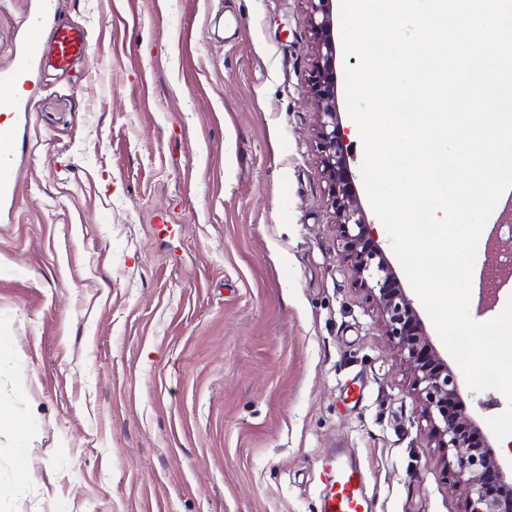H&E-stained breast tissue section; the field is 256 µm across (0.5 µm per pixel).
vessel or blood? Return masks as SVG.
Masks as SVG:
<instances>
[{"label":"vessel or blood","instance_id":"1","mask_svg":"<svg viewBox=\"0 0 512 512\" xmlns=\"http://www.w3.org/2000/svg\"><path fill=\"white\" fill-rule=\"evenodd\" d=\"M55 0H34L25 18L20 46L7 66L0 68V83L30 87L42 61L61 72L91 53L92 41L78 25L54 23ZM30 118V100L22 95L0 98V212L11 207L18 188L24 144L18 137ZM320 512H370L367 477L352 453L337 451L324 462L320 476Z\"/></svg>","mask_w":512,"mask_h":512}]
</instances>
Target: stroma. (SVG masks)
I'll return each mask as SVG.
<instances>
[{"label": "stroma", "instance_id": "35a3bbf8", "mask_svg": "<svg viewBox=\"0 0 512 512\" xmlns=\"http://www.w3.org/2000/svg\"><path fill=\"white\" fill-rule=\"evenodd\" d=\"M26 0H0V66ZM0 220V512H463L344 257L306 0H59ZM320 512H369L367 477L352 453L337 450L320 476Z\"/></svg>", "mask_w": 512, "mask_h": 512}]
</instances>
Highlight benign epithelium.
I'll list each match as a JSON object with an SVG mask.
<instances>
[{"mask_svg":"<svg viewBox=\"0 0 512 512\" xmlns=\"http://www.w3.org/2000/svg\"><path fill=\"white\" fill-rule=\"evenodd\" d=\"M307 2L314 44L310 88L316 102L315 131L345 258L356 283L375 300L386 336L413 380L430 437L442 449L441 463L467 489L463 512H512V473L504 471L493 451H483L482 432L460 404L464 383L432 343L357 191L338 106L335 0ZM487 242L490 250L512 252V235L503 239L498 225L488 231Z\"/></svg>","mask_w":512,"mask_h":512,"instance_id":"7a95c632","label":"benign epithelium"}]
</instances>
